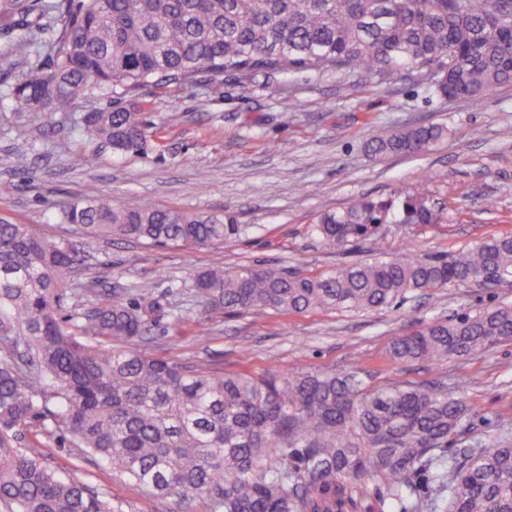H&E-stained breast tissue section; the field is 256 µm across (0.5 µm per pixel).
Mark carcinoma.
<instances>
[{"label":"carcinoma","mask_w":512,"mask_h":512,"mask_svg":"<svg viewBox=\"0 0 512 512\" xmlns=\"http://www.w3.org/2000/svg\"><path fill=\"white\" fill-rule=\"evenodd\" d=\"M38 12L49 43L15 31ZM0 33L30 61L0 102L39 131L90 98L74 126L92 147L121 156L156 133L138 98L152 82L223 84L226 73L303 70L389 78L417 71L428 87L480 103L512 84V7L503 0H15ZM448 136L442 125L374 132V155L420 154ZM429 178L402 201L359 198L321 213L312 233L342 246L383 224H436ZM81 238L150 246L222 244L243 227L108 197L59 204ZM87 265L67 240L0 221V509L115 512L112 495L51 469L18 431L41 419L154 496L202 499L209 512H351V488L378 479L377 512H512V439L452 447L469 420L460 392L442 383L377 384L359 365L260 377L212 373L148 357L138 343L168 313L124 292L74 311L64 284ZM512 279V234L453 254L409 248L320 274L217 265L192 276L206 315L271 310L284 316L403 304L431 290L494 288ZM512 340V306L489 303L436 318L395 338L392 359L438 365Z\"/></svg>","instance_id":"obj_1"}]
</instances>
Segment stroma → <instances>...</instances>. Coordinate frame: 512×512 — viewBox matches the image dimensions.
Instances as JSON below:
<instances>
[{
    "instance_id": "35a3bbf8",
    "label": "stroma",
    "mask_w": 512,
    "mask_h": 512,
    "mask_svg": "<svg viewBox=\"0 0 512 512\" xmlns=\"http://www.w3.org/2000/svg\"><path fill=\"white\" fill-rule=\"evenodd\" d=\"M141 98L158 129L145 152L100 154L97 168L82 163L83 140L59 154L57 141L74 115L59 113L55 131L18 136L16 118L0 106V220L38 225L62 240L69 225L53 218L56 201L112 196L133 207L149 201L187 212L221 214L245 225L238 239L208 247H150L130 239L85 242L91 273L104 288L137 297L167 296L173 312L151 325L139 350L213 372L247 366L254 375L299 368L342 369L356 358L380 383H425L442 378L459 388L471 416L456 445L491 446L512 435V342L466 361L434 368L392 362L390 341L436 317L495 302L512 305V284L432 294L382 310L322 311L282 316L273 311L199 314L191 277L221 261L229 266L272 264L319 273L362 254L414 245L429 254L454 253L481 237L512 233V85L483 104L451 100L407 75L391 79L302 71L224 77L223 85L164 83ZM290 113H283V103ZM182 116L164 125L167 113ZM448 126L450 136L427 154L374 157L364 143L370 126L387 130L420 124ZM29 159L17 171L18 155ZM430 174L429 195L442 208L436 224H387L366 241L331 248L311 233L316 216L366 195L394 198ZM21 446H39L60 472L110 491L118 512H207L153 497L113 476L100 461L79 454L35 421L21 430Z\"/></svg>"
}]
</instances>
